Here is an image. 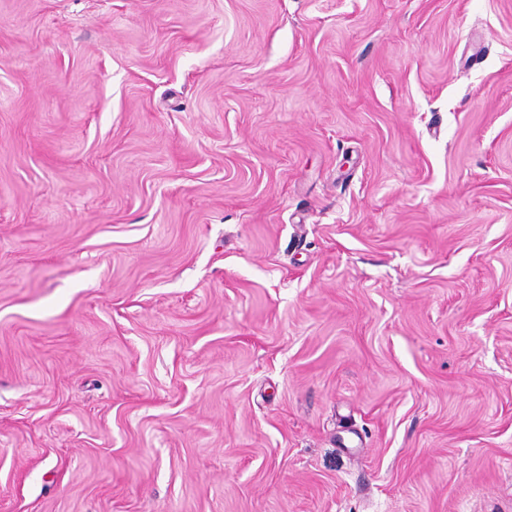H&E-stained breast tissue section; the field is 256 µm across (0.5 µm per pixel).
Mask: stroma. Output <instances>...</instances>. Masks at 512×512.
Segmentation results:
<instances>
[{
  "mask_svg": "<svg viewBox=\"0 0 512 512\" xmlns=\"http://www.w3.org/2000/svg\"><path fill=\"white\" fill-rule=\"evenodd\" d=\"M0 512H512V0H0Z\"/></svg>",
  "mask_w": 512,
  "mask_h": 512,
  "instance_id": "1",
  "label": "stroma"
}]
</instances>
